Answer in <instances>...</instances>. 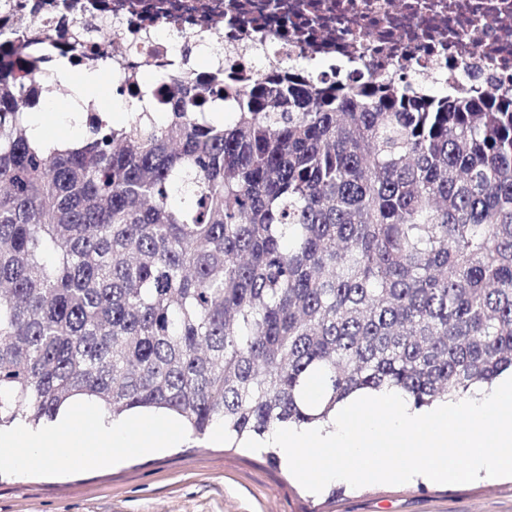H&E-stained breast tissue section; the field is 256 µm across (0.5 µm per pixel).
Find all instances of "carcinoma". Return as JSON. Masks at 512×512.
Segmentation results:
<instances>
[{
    "label": "carcinoma",
    "instance_id": "cac0c4a2",
    "mask_svg": "<svg viewBox=\"0 0 512 512\" xmlns=\"http://www.w3.org/2000/svg\"><path fill=\"white\" fill-rule=\"evenodd\" d=\"M210 92L48 148L0 69V424L86 396L261 436L512 374V92L227 73L224 122Z\"/></svg>",
    "mask_w": 512,
    "mask_h": 512
}]
</instances>
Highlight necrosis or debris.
I'll return each mask as SVG.
<instances>
[{
	"label": "necrosis or debris",
	"mask_w": 512,
	"mask_h": 512,
	"mask_svg": "<svg viewBox=\"0 0 512 512\" xmlns=\"http://www.w3.org/2000/svg\"><path fill=\"white\" fill-rule=\"evenodd\" d=\"M0 39L45 101L59 64L112 75L118 102L169 107V79L218 45L252 75L262 65L330 79L366 74L455 89H512V0H0Z\"/></svg>",
	"instance_id": "necrosis-or-debris-1"
}]
</instances>
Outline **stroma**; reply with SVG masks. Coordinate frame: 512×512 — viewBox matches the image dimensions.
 <instances>
[{"mask_svg":"<svg viewBox=\"0 0 512 512\" xmlns=\"http://www.w3.org/2000/svg\"><path fill=\"white\" fill-rule=\"evenodd\" d=\"M0 512H512V477L305 490L266 449L188 436L106 467L0 466Z\"/></svg>","mask_w":512,"mask_h":512,"instance_id":"1","label":"stroma"}]
</instances>
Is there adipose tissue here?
Masks as SVG:
<instances>
[{
	"label": "adipose tissue",
	"instance_id": "adipose-tissue-1",
	"mask_svg": "<svg viewBox=\"0 0 512 512\" xmlns=\"http://www.w3.org/2000/svg\"><path fill=\"white\" fill-rule=\"evenodd\" d=\"M184 437V431L165 412L115 420L92 405L78 422L65 411L56 422L42 428L20 425L0 429V462L24 469L47 467L63 460L106 465L128 453L160 451Z\"/></svg>",
	"mask_w": 512,
	"mask_h": 512
}]
</instances>
